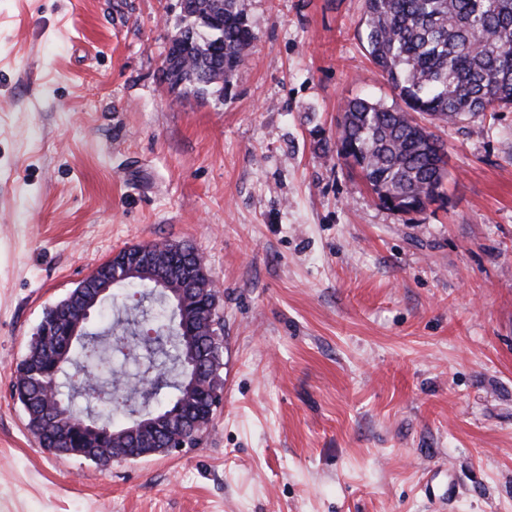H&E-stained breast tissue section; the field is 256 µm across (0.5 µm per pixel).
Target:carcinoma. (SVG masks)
Segmentation results:
<instances>
[{
  "label": "carcinoma",
  "instance_id": "cac0c4a2",
  "mask_svg": "<svg viewBox=\"0 0 512 512\" xmlns=\"http://www.w3.org/2000/svg\"><path fill=\"white\" fill-rule=\"evenodd\" d=\"M366 45L401 106L357 98L349 101L338 124L336 155L360 170L379 201L399 213L422 211L444 199L448 179L443 144L414 118L427 115L456 123L512 106V0H364ZM202 10L224 18V28L201 29L183 47L179 70L183 94L224 90L251 54L255 36L241 0H200ZM222 38L224 75L210 82L211 50ZM171 243L135 244L133 249L167 255L153 270L156 277L191 270L194 285H211L207 267L192 248L168 252ZM154 335L120 336L112 326L91 333L74 346L58 366L39 340L28 350L42 355L34 373L18 375L15 388L25 407L48 413L42 431H28L39 446L59 454L63 448L112 447V437H90L84 423L90 405L79 399L95 379L94 369L114 357L145 360L137 382L118 384L105 398L112 410L124 411L131 395L154 406L173 407L188 374L205 378L210 367L208 346L196 348L187 361L188 342L178 320L157 319ZM61 393L65 403L52 408L48 394Z\"/></svg>",
  "mask_w": 512,
  "mask_h": 512
}]
</instances>
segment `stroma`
<instances>
[{
    "label": "stroma",
    "instance_id": "obj_1",
    "mask_svg": "<svg viewBox=\"0 0 512 512\" xmlns=\"http://www.w3.org/2000/svg\"><path fill=\"white\" fill-rule=\"evenodd\" d=\"M227 91L162 77L179 0H0V512H512V109L428 129L443 202L383 206L344 104L398 97L364 0H243ZM203 256L224 401L198 445L43 452L10 394L45 308L114 252Z\"/></svg>",
    "mask_w": 512,
    "mask_h": 512
}]
</instances>
